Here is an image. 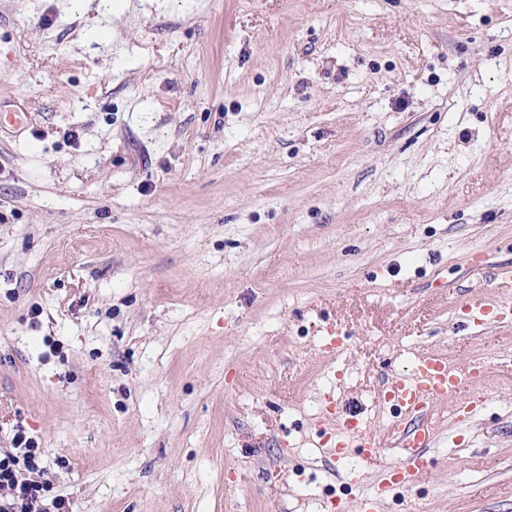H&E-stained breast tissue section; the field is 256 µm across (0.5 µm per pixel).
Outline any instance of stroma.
Wrapping results in <instances>:
<instances>
[{
    "instance_id": "stroma-1",
    "label": "stroma",
    "mask_w": 512,
    "mask_h": 512,
    "mask_svg": "<svg viewBox=\"0 0 512 512\" xmlns=\"http://www.w3.org/2000/svg\"><path fill=\"white\" fill-rule=\"evenodd\" d=\"M66 2L0 0V448L75 512H359L397 450L320 453L324 393L387 435L434 350L486 402L380 512H512V0ZM97 3L95 10L98 12L100 20L103 21L107 17H109L112 12L120 9H123L126 6V3H117L115 5V1L112 0H98L94 2V0H69V10L75 14H85L91 10L92 4ZM465 309L474 324L485 326L506 319L511 315V299L499 298L495 295H478L473 297Z\"/></svg>"
}]
</instances>
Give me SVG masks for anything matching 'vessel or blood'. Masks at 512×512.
I'll return each mask as SVG.
<instances>
[{
  "label": "vessel or blood",
  "instance_id": "1",
  "mask_svg": "<svg viewBox=\"0 0 512 512\" xmlns=\"http://www.w3.org/2000/svg\"><path fill=\"white\" fill-rule=\"evenodd\" d=\"M466 309L474 324L485 326L512 314V301L482 294L473 297ZM473 383V378L450 370L447 358L434 352L421 355L409 369L394 372L387 383L385 398L411 418L412 423L398 439V465L386 470V481L379 484L376 494L363 499L362 512H378L379 495L386 492L388 483H410L422 471L427 451L434 442V429L426 419L429 405L436 400L451 397L457 399L464 409H471L475 398L468 388ZM322 413L342 421V431L348 439L339 442V449H346L352 443L359 447L363 461L368 462L379 456L381 444L378 439L371 432L360 429L356 420L349 417L347 410L340 408L334 398H324Z\"/></svg>",
  "mask_w": 512,
  "mask_h": 512
}]
</instances>
